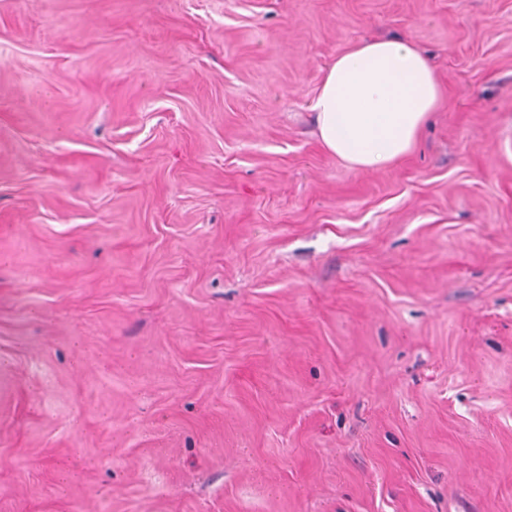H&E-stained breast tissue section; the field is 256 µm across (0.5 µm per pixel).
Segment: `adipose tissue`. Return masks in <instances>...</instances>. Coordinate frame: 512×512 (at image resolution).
<instances>
[{"label":"adipose tissue","mask_w":512,"mask_h":512,"mask_svg":"<svg viewBox=\"0 0 512 512\" xmlns=\"http://www.w3.org/2000/svg\"><path fill=\"white\" fill-rule=\"evenodd\" d=\"M441 95L428 57L410 41L357 42L324 72L313 103L319 141L356 171L397 163L415 148Z\"/></svg>","instance_id":"adipose-tissue-1"}]
</instances>
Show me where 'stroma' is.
<instances>
[{
  "label": "stroma",
  "mask_w": 512,
  "mask_h": 512,
  "mask_svg": "<svg viewBox=\"0 0 512 512\" xmlns=\"http://www.w3.org/2000/svg\"><path fill=\"white\" fill-rule=\"evenodd\" d=\"M374 37L444 96L363 172ZM0 512H512V0H0ZM441 95L428 57L410 41L357 42L324 72L313 103L319 141L352 170H379L415 148Z\"/></svg>",
  "instance_id": "obj_1"
}]
</instances>
